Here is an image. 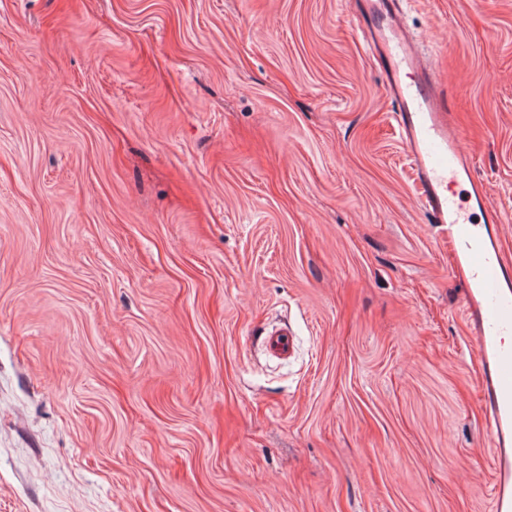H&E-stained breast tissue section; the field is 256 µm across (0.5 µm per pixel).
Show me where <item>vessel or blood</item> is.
I'll list each match as a JSON object with an SVG mask.
<instances>
[{"label":"vessel or blood","mask_w":512,"mask_h":512,"mask_svg":"<svg viewBox=\"0 0 512 512\" xmlns=\"http://www.w3.org/2000/svg\"><path fill=\"white\" fill-rule=\"evenodd\" d=\"M355 26L381 72L420 209L447 226L443 242L466 288L463 310L480 359L479 400L495 443L493 512H512V261L498 249L503 216L474 174L473 157L436 69L406 30L399 0H359ZM483 216L475 225L472 211Z\"/></svg>","instance_id":"b4317fda"}]
</instances>
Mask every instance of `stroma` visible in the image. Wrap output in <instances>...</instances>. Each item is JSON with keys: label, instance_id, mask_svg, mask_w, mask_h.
Listing matches in <instances>:
<instances>
[{"label": "stroma", "instance_id": "obj_1", "mask_svg": "<svg viewBox=\"0 0 512 512\" xmlns=\"http://www.w3.org/2000/svg\"><path fill=\"white\" fill-rule=\"evenodd\" d=\"M351 2L0 0V512H492ZM404 16L512 261V0Z\"/></svg>", "mask_w": 512, "mask_h": 512}]
</instances>
